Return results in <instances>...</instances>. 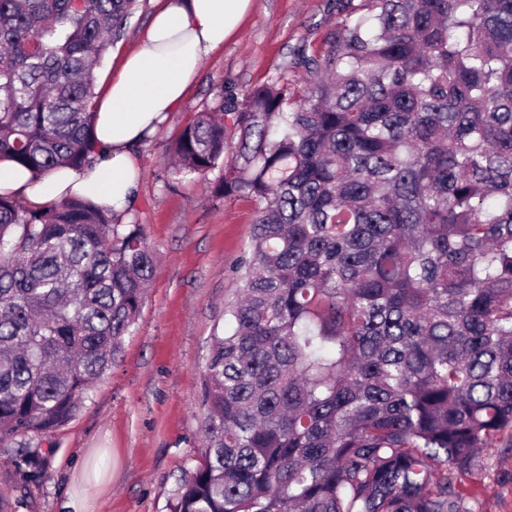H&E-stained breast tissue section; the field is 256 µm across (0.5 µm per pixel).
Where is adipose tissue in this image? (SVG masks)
<instances>
[{
	"label": "adipose tissue",
	"instance_id": "adipose-tissue-1",
	"mask_svg": "<svg viewBox=\"0 0 512 512\" xmlns=\"http://www.w3.org/2000/svg\"><path fill=\"white\" fill-rule=\"evenodd\" d=\"M140 48L127 54L97 106L96 142L110 157L89 175L60 168L33 179L0 160V193L39 209L66 193L96 189L101 204L124 211L138 190L134 145L152 135L184 100L202 62L233 35L251 0H157Z\"/></svg>",
	"mask_w": 512,
	"mask_h": 512
}]
</instances>
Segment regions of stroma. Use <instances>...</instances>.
I'll use <instances>...</instances> for the list:
<instances>
[{"mask_svg":"<svg viewBox=\"0 0 512 512\" xmlns=\"http://www.w3.org/2000/svg\"><path fill=\"white\" fill-rule=\"evenodd\" d=\"M347 0H252L237 34L203 64L176 112L138 147L133 208L159 265L136 328L78 416L47 436L48 476L18 512H64L84 495L88 512H163L201 446L200 389L212 336L228 330L236 266L249 250L255 209L213 197L217 172L166 184L165 152L218 90L240 95L274 72L301 80L298 51L315 55L340 29ZM142 0L125 37L96 73L105 92L122 56L138 45L153 10ZM485 470L463 481L472 512H512V447L488 449Z\"/></svg>","mask_w":512,"mask_h":512,"instance_id":"35a3bbf8","label":"stroma"}]
</instances>
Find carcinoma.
<instances>
[{"label": "carcinoma", "instance_id": "carcinoma-1", "mask_svg": "<svg viewBox=\"0 0 512 512\" xmlns=\"http://www.w3.org/2000/svg\"><path fill=\"white\" fill-rule=\"evenodd\" d=\"M138 0H0V159L92 172L94 70ZM216 95L167 180L255 206L202 444L165 512H471L512 437V0H361L322 54ZM156 257L92 197L0 194V445L16 485L133 332Z\"/></svg>", "mask_w": 512, "mask_h": 512}]
</instances>
